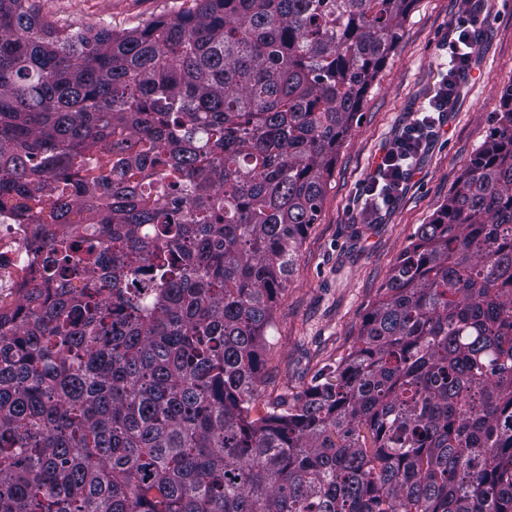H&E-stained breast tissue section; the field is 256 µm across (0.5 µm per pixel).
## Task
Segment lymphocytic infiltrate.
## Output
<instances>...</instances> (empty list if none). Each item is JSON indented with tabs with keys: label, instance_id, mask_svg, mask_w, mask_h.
<instances>
[{
	"label": "lymphocytic infiltrate",
	"instance_id": "obj_1",
	"mask_svg": "<svg viewBox=\"0 0 512 512\" xmlns=\"http://www.w3.org/2000/svg\"><path fill=\"white\" fill-rule=\"evenodd\" d=\"M464 10L448 30V76L430 95L422 117L413 119L383 149L364 182L365 201L376 212L389 210L398 192L414 173L412 159L444 133L448 107L468 74L472 50L483 34L484 0H463Z\"/></svg>",
	"mask_w": 512,
	"mask_h": 512
}]
</instances>
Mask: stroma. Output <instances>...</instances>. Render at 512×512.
I'll list each match as a JSON object with an SVG mask.
<instances>
[{
  "instance_id": "1",
  "label": "stroma",
  "mask_w": 512,
  "mask_h": 512,
  "mask_svg": "<svg viewBox=\"0 0 512 512\" xmlns=\"http://www.w3.org/2000/svg\"><path fill=\"white\" fill-rule=\"evenodd\" d=\"M36 5L60 26L77 30L105 24L120 32L186 10L192 0H36ZM486 7L471 79L459 88L445 134L416 156L414 173L395 205L368 224L363 182L383 148L426 108L428 96L444 79L448 53L441 40L462 9V0H416L336 155L318 220L278 300L255 414L277 395L299 393L325 365L349 353L364 315L419 225L447 203L486 141L504 91L512 85V0H487Z\"/></svg>"
}]
</instances>
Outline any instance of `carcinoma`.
<instances>
[{"label":"carcinoma","instance_id":"carcinoma-1","mask_svg":"<svg viewBox=\"0 0 512 512\" xmlns=\"http://www.w3.org/2000/svg\"><path fill=\"white\" fill-rule=\"evenodd\" d=\"M414 2L194 0L118 34L0 0V210L50 253L0 310V512H512V87L348 356L252 416Z\"/></svg>","mask_w":512,"mask_h":512}]
</instances>
